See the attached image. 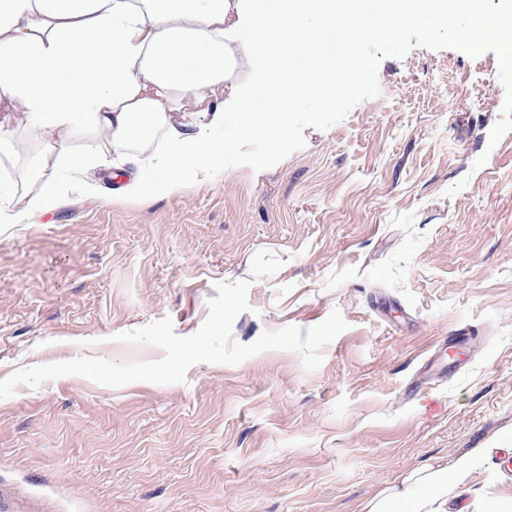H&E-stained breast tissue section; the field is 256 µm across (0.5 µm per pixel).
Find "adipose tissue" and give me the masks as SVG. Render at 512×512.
Instances as JSON below:
<instances>
[{
	"mask_svg": "<svg viewBox=\"0 0 512 512\" xmlns=\"http://www.w3.org/2000/svg\"><path fill=\"white\" fill-rule=\"evenodd\" d=\"M407 20L512 51V0H0V224H36L136 162L123 198L168 197L224 172L212 135L239 151L261 119L289 126L304 92L367 74L361 47ZM477 456L426 464L362 512H448Z\"/></svg>",
	"mask_w": 512,
	"mask_h": 512,
	"instance_id": "ef3b65f1",
	"label": "adipose tissue"
}]
</instances>
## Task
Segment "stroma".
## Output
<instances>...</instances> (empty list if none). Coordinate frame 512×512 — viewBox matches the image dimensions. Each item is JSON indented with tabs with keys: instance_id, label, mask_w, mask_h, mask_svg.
Listing matches in <instances>:
<instances>
[{
	"instance_id": "35a3bbf8",
	"label": "stroma",
	"mask_w": 512,
	"mask_h": 512,
	"mask_svg": "<svg viewBox=\"0 0 512 512\" xmlns=\"http://www.w3.org/2000/svg\"><path fill=\"white\" fill-rule=\"evenodd\" d=\"M370 79L290 107L288 134L222 179L117 200L111 171L39 224L0 227V379L88 356L162 355L127 333H196L250 280L233 336L346 329L307 370L271 350L185 382L67 376L0 400V476L56 512H360L406 472L492 449L462 504L512 499V53L399 25ZM283 261L251 279L253 256ZM470 344L443 363L440 342Z\"/></svg>"
}]
</instances>
